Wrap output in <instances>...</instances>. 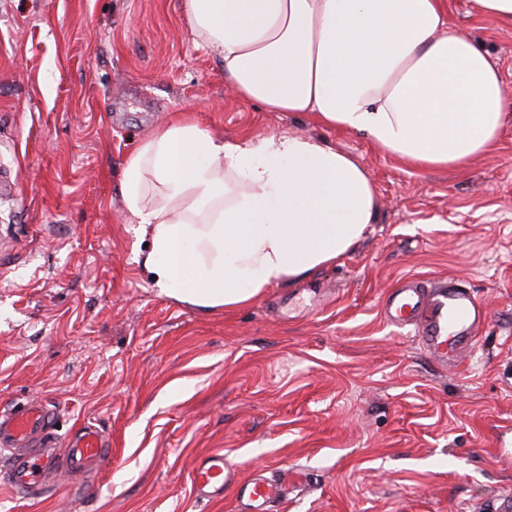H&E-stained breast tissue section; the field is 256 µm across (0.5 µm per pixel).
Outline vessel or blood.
Segmentation results:
<instances>
[{
    "instance_id": "b4317fda",
    "label": "vessel or blood",
    "mask_w": 512,
    "mask_h": 512,
    "mask_svg": "<svg viewBox=\"0 0 512 512\" xmlns=\"http://www.w3.org/2000/svg\"><path fill=\"white\" fill-rule=\"evenodd\" d=\"M383 310L393 326L409 331L413 339L441 366L456 365L473 353L478 332L487 323V313L470 288L445 277L428 285L411 277L385 298ZM51 411L30 402L0 419V447L12 460L9 483L16 489L39 496L47 491V475L67 465L86 471L104 462L107 443L94 425L87 424L66 441L51 434ZM234 475L223 454L212 451L201 457L192 470L197 496L210 501L224 497V488ZM285 482L256 474L244 479L240 496L246 512H263L267 502L284 498Z\"/></svg>"
}]
</instances>
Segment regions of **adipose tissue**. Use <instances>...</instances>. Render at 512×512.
Listing matches in <instances>:
<instances>
[{"instance_id": "adipose-tissue-1", "label": "adipose tissue", "mask_w": 512, "mask_h": 512, "mask_svg": "<svg viewBox=\"0 0 512 512\" xmlns=\"http://www.w3.org/2000/svg\"><path fill=\"white\" fill-rule=\"evenodd\" d=\"M239 97L363 132L407 163L461 169L490 152L512 99L446 0H181ZM122 194L161 293L235 309L332 266L365 238L376 187L351 156L295 135L216 139L189 116L142 141Z\"/></svg>"}]
</instances>
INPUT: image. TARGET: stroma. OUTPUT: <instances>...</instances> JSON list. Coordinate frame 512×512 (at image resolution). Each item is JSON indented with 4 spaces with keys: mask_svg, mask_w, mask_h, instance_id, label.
Returning a JSON list of instances; mask_svg holds the SVG:
<instances>
[{
    "mask_svg": "<svg viewBox=\"0 0 512 512\" xmlns=\"http://www.w3.org/2000/svg\"><path fill=\"white\" fill-rule=\"evenodd\" d=\"M512 98V26L447 0ZM190 115L220 138L302 135L352 155L376 218L346 256L255 302L202 310L155 288L122 198L145 137ZM0 413L38 400L58 434L91 423L112 456L0 512H238L191 473L223 451L289 483L268 512H495L512 490V124L462 171L422 169L361 132L240 100L180 0H0ZM471 287L489 323L442 368L387 325L405 276Z\"/></svg>",
    "mask_w": 512,
    "mask_h": 512,
    "instance_id": "35a3bbf8",
    "label": "stroma"
}]
</instances>
